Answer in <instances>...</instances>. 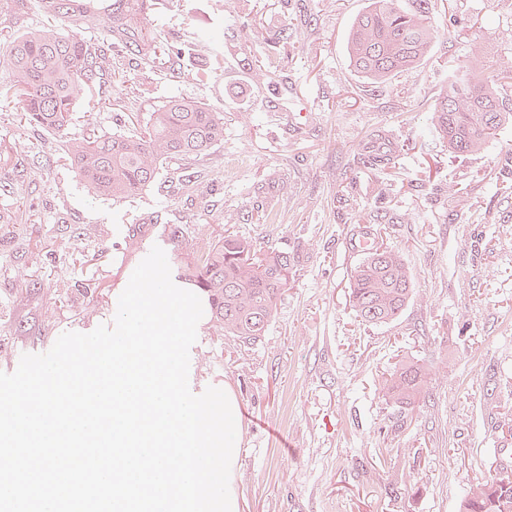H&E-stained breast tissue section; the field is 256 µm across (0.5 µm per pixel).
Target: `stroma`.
<instances>
[{
	"label": "stroma",
	"instance_id": "35a3bbf8",
	"mask_svg": "<svg viewBox=\"0 0 512 512\" xmlns=\"http://www.w3.org/2000/svg\"><path fill=\"white\" fill-rule=\"evenodd\" d=\"M371 0H166L149 27L167 42L212 43L222 72L196 81V60L171 71L110 47L112 81L99 108L77 107L70 135L87 119L109 133L132 129L174 97L224 115V140L204 163L182 161L185 183L163 171L158 184L121 202L90 198L57 161L66 138L21 126L0 110V140L15 144V192L32 224H0V324L21 326L0 342V371L18 353L47 352L60 334L112 325L138 252L130 224L149 225L147 245L187 252L164 225L184 219L210 238L238 233L276 244L296 274L263 343L218 335L208 318L190 349L193 393L230 387L243 421L235 473L240 512H458L469 487L512 467V121L484 150L449 151L431 125L456 58L487 76L512 63V0H438L432 53L382 82L359 77L347 35ZM40 0H0V43L42 26ZM289 26L288 44L269 37ZM121 96L123 110L109 106ZM310 112L295 127L289 113ZM69 135V136H70ZM393 137L397 175L364 168L363 149ZM275 210L280 223H265ZM378 225L414 276L401 316L371 326L349 302L359 257L347 241ZM44 240L40 258L28 243ZM100 255L85 266L71 243ZM30 288H22V281ZM428 372L426 395L399 411L379 392L397 357Z\"/></svg>",
	"mask_w": 512,
	"mask_h": 512
}]
</instances>
